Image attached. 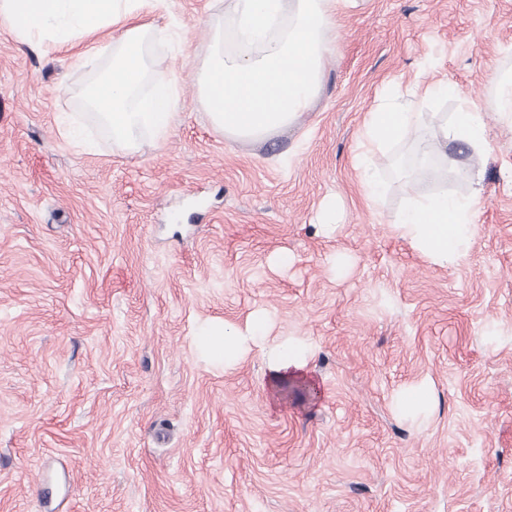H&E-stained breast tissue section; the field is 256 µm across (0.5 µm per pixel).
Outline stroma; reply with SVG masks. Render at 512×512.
I'll list each match as a JSON object with an SVG mask.
<instances>
[{
	"label": "stroma",
	"instance_id": "1",
	"mask_svg": "<svg viewBox=\"0 0 512 512\" xmlns=\"http://www.w3.org/2000/svg\"><path fill=\"white\" fill-rule=\"evenodd\" d=\"M228 6L146 15L180 108L137 154L82 99L107 59L0 26V512H512V0L338 9L313 106L259 142L214 130L193 81ZM434 81L453 96L423 99ZM391 85L416 138L439 147L466 100L493 152L449 145L461 176L412 182L394 143L370 202L354 158ZM475 178L467 254L431 263L397 229L409 186L461 197ZM261 312L268 343L314 347L281 391L261 349L226 370L196 355L198 324ZM418 385L433 404L411 421L396 403Z\"/></svg>",
	"mask_w": 512,
	"mask_h": 512
}]
</instances>
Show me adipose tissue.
Instances as JSON below:
<instances>
[{
    "mask_svg": "<svg viewBox=\"0 0 512 512\" xmlns=\"http://www.w3.org/2000/svg\"><path fill=\"white\" fill-rule=\"evenodd\" d=\"M159 0H0V25L23 42L44 45L74 44L92 40L91 55L109 60L105 74L85 90L95 119L113 142L131 153L164 139L180 106L176 83L164 71L151 67L148 45L157 32L144 22L145 12ZM417 115L404 111L394 91L365 120V139L356 164L368 196L381 186L376 179L379 153L389 144L410 138ZM444 143L461 142L487 155L493 145L483 115L468 104L443 124ZM481 187L463 197L429 196L411 192L410 204L401 213L402 234L432 263L457 264L467 253L474 233L471 218L482 203ZM267 319L255 316L245 328L221 322L201 326L196 345L203 358L216 365L237 363L250 347L264 348L269 362L271 389L288 379L303 376L312 348L301 340L288 339L265 345Z\"/></svg>",
    "mask_w": 512,
    "mask_h": 512,
    "instance_id": "adipose-tissue-1",
    "label": "adipose tissue"
}]
</instances>
